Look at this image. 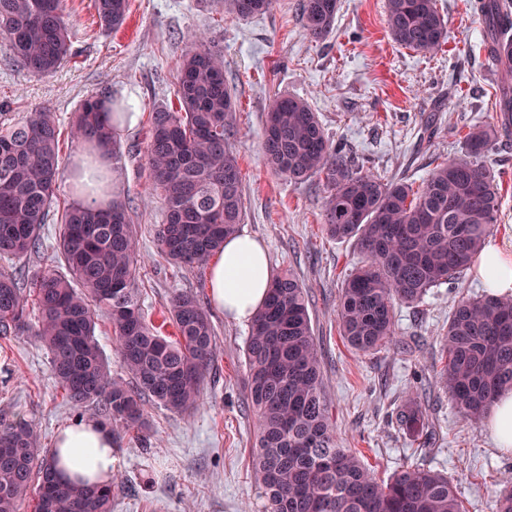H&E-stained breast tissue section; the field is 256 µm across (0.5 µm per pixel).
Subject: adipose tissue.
Wrapping results in <instances>:
<instances>
[{
  "instance_id": "obj_1",
  "label": "adipose tissue",
  "mask_w": 512,
  "mask_h": 512,
  "mask_svg": "<svg viewBox=\"0 0 512 512\" xmlns=\"http://www.w3.org/2000/svg\"><path fill=\"white\" fill-rule=\"evenodd\" d=\"M496 294L512 292V258L487 245L476 267ZM268 251L261 240L241 232L225 239L212 260L209 288L213 303L239 323L252 322L270 288ZM59 478L73 484L108 486L117 469L116 440L110 428L92 418L77 419L59 430L53 448Z\"/></svg>"
}]
</instances>
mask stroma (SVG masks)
Listing matches in <instances>:
<instances>
[{
  "mask_svg": "<svg viewBox=\"0 0 512 512\" xmlns=\"http://www.w3.org/2000/svg\"><path fill=\"white\" fill-rule=\"evenodd\" d=\"M471 2L436 0L448 38L431 54L391 39L385 0H339L335 26L320 41L303 31L300 0H275L267 12L245 19L225 13L217 0H130L126 22L111 33L98 28L93 0H65L75 20L73 54L41 80L27 78L0 40V102H10L12 112L45 107L65 123L86 96L109 92L140 113L134 127L118 133L123 157L116 184L132 202L143 308L164 336L175 337L161 311L173 294L189 292L209 308L216 331L199 406L180 414L145 401L148 435H121L117 477L125 486L112 512H264L245 389L249 327L213 308L207 268H181L159 253L154 228L163 212L148 193L142 164L147 116L175 103L177 66L195 32L209 36L210 49L221 53L236 100L230 146L242 172V229L265 242L272 270H291L307 290L324 397L342 446L381 480L406 460L447 473L465 512H495L501 482L512 481V447H499L487 423L465 420L436 382L453 304L487 292L475 268L464 271L457 287L444 284L420 303L396 305L397 347L356 352L339 334L337 304L341 283L361 255L354 243L324 232L322 182H288L265 165L262 153L272 100L295 96L364 171L421 185L437 160L460 151L471 125L496 115L495 93L505 75L487 64ZM427 123L433 135L424 139L419 130ZM487 161L499 199L490 239L512 249V143L497 142ZM413 399L430 424L422 451L395 423L396 411ZM1 413L31 422L41 447L50 449L62 426L97 417L98 409L74 407L52 375L47 350L24 335L0 337Z\"/></svg>",
  "mask_w": 512,
  "mask_h": 512,
  "instance_id": "1",
  "label": "stroma"
}]
</instances>
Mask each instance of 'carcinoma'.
<instances>
[{
  "label": "carcinoma",
  "mask_w": 512,
  "mask_h": 512,
  "mask_svg": "<svg viewBox=\"0 0 512 512\" xmlns=\"http://www.w3.org/2000/svg\"><path fill=\"white\" fill-rule=\"evenodd\" d=\"M274 0H224L225 12L247 18ZM129 0H94L99 27L123 26ZM488 63L512 68V18L501 0H476ZM338 0H301L307 36L332 31ZM394 42L424 53L439 49L447 21L435 0H386ZM74 20L64 0H0V39L27 77L52 76L71 56ZM183 55L175 96L178 109L150 113L144 150L149 194L160 200L164 222L155 240L169 260L194 269L208 263L239 232L245 216L242 175L229 148L235 104L224 80V59L192 36ZM495 122L469 128L459 154L429 173L420 192L405 180L362 171L330 141L311 107L276 99L266 112L263 158L299 183L313 176L327 189L323 228L336 240H354L364 264L342 282L339 332L353 349L369 353L395 344V304L424 300L450 284L485 246L498 221L499 202L485 161L512 123V86L495 94ZM131 108L111 95L82 100L70 120L75 146L98 143L122 157L116 128ZM55 113L34 108L14 115L0 106V336L30 335L48 352L51 372L73 405H94L120 433L143 432V397L175 413L197 407L215 354L210 313L188 292L174 294L164 319L176 327L169 341L148 320L136 288L138 236L120 193L112 207L74 202L64 209L55 248L61 266L33 272L21 265L45 244L55 194L64 177ZM131 381L112 375L96 337L99 317ZM440 385L471 421L485 418L512 391V296L462 298L444 331ZM245 358L247 399L256 417L252 468L265 512H464L454 480L402 462L379 480L338 440L323 396V374L305 288L290 271L271 279L270 294L251 323ZM418 440L425 424L413 404L396 414ZM53 454L40 448L34 426L0 417V512H22L34 492L33 512H112L115 487L61 483Z\"/></svg>",
  "instance_id": "cac0c4a2"
}]
</instances>
